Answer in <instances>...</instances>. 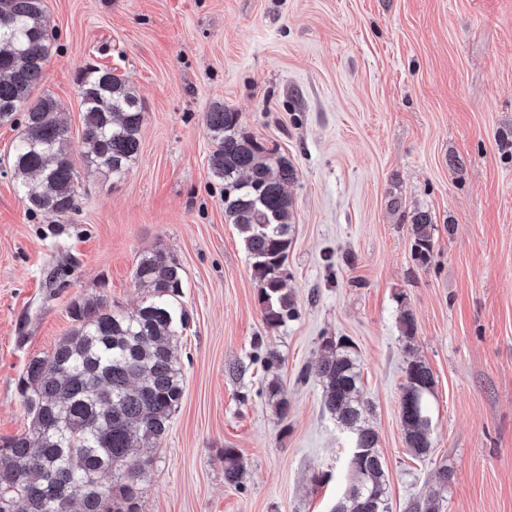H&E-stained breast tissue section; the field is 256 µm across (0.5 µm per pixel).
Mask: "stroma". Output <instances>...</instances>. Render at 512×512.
I'll list each match as a JSON object with an SVG mask.
<instances>
[{
    "instance_id": "1",
    "label": "stroma",
    "mask_w": 512,
    "mask_h": 512,
    "mask_svg": "<svg viewBox=\"0 0 512 512\" xmlns=\"http://www.w3.org/2000/svg\"><path fill=\"white\" fill-rule=\"evenodd\" d=\"M45 5L37 92L64 114L79 188L74 211L29 210L12 170L24 123L0 124V445L28 432L18 379L71 330L72 302L134 312L136 265L162 247L183 272L184 395L167 435L139 451L151 461L142 512H332L354 440L320 382L300 378L327 338L354 345L389 512L429 498L439 512H512V0ZM89 65L142 102L138 158L118 180L85 166L77 77ZM217 105L296 170L284 275L297 314L275 330L209 169ZM419 211L434 224L426 268L411 253ZM406 311L435 377L425 458L399 413ZM261 350L282 359L286 417L263 393Z\"/></svg>"
}]
</instances>
